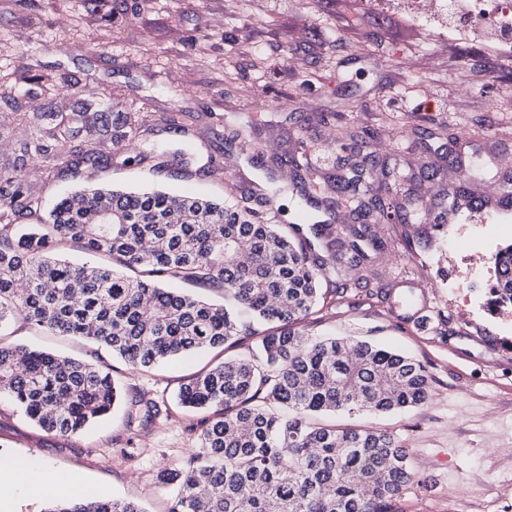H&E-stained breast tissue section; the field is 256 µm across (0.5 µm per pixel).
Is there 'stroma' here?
<instances>
[{"label": "stroma", "instance_id": "1", "mask_svg": "<svg viewBox=\"0 0 512 512\" xmlns=\"http://www.w3.org/2000/svg\"><path fill=\"white\" fill-rule=\"evenodd\" d=\"M21 68L35 81L16 85L14 105L0 101V166L26 125L78 111L105 83L119 111L164 113L140 147L193 145L162 172L115 164L75 177L64 152L29 157L47 205L89 181L241 201L264 177L251 165L259 152L280 158V218L295 224L300 167L321 180L339 173L336 131L355 130V152L375 156L373 180L397 172L391 188L410 199L405 222L374 226L396 242L370 266L389 298L339 302L302 329L414 356L432 395L411 410L334 420L388 431L409 449L415 478L396 512H512V460L502 454L512 448V308L487 306L492 257L512 243V210L434 223L454 197L494 198L512 181V107L488 106L512 87V59L486 41L433 38L402 13L368 12L366 0H0V78ZM266 100L271 108L261 109ZM0 343L102 360L121 387L112 413L74 436L43 431L0 398V459L47 464L21 512H43L49 485L69 475L101 496L167 512L178 493L169 470L198 451L189 427L201 414L180 404L181 385L257 350L246 337L143 370L21 318ZM150 400L160 413L147 422Z\"/></svg>", "mask_w": 512, "mask_h": 512}]
</instances>
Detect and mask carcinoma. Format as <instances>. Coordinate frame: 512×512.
Listing matches in <instances>:
<instances>
[{
	"instance_id": "1",
	"label": "carcinoma",
	"mask_w": 512,
	"mask_h": 512,
	"mask_svg": "<svg viewBox=\"0 0 512 512\" xmlns=\"http://www.w3.org/2000/svg\"><path fill=\"white\" fill-rule=\"evenodd\" d=\"M102 89L92 111L56 117L21 142L12 169L0 171V331L16 316L46 331L85 338L127 363L150 368L200 350L260 337V354L231 358L183 385V404L207 412L191 427L205 461L174 470L179 493L169 512H394L414 480L409 450L392 434L319 424L336 412L388 413L425 404L431 376L413 357L352 338H312L299 325L347 294L381 297L369 281L348 278L386 242L371 225L406 209L386 198L388 184L339 178L328 187L336 207L359 224H314L329 259L317 255L300 225L273 224L266 197L229 205L162 190L127 191L94 184L51 209L29 186L27 158L70 145L69 163L85 169L117 158L162 171V148L131 147L152 112H116L120 133L106 149L75 144L71 123L87 133L104 118ZM70 241L109 264L60 258ZM331 265L334 287L319 288ZM488 305L512 307V244L493 256ZM224 290L217 305L170 287ZM44 430L79 433L107 415L119 392L107 364L65 359L0 343V397ZM45 512H143L133 500L82 493Z\"/></svg>"
}]
</instances>
